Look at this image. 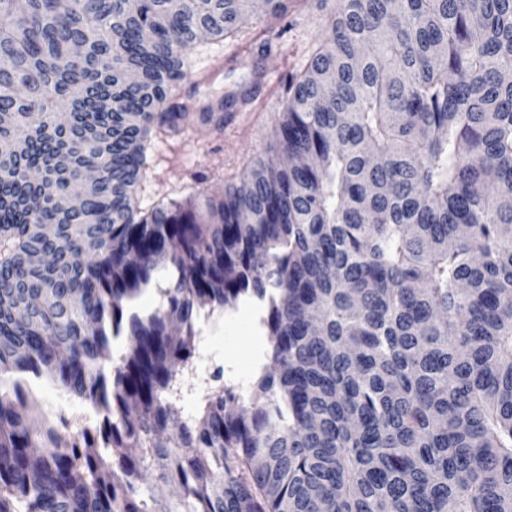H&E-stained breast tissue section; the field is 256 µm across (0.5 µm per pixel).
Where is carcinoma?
Segmentation results:
<instances>
[{
  "mask_svg": "<svg viewBox=\"0 0 512 512\" xmlns=\"http://www.w3.org/2000/svg\"><path fill=\"white\" fill-rule=\"evenodd\" d=\"M248 7L288 0H0V512H512V0H342L275 129L307 162L141 211L182 52ZM252 297L249 401L182 418ZM32 379L98 421L34 429ZM239 304L209 320L196 324L200 338V357L192 382L210 379L217 368L224 369V381L236 386L247 402L255 368L265 361L268 338L262 331L263 348L256 350L257 327L254 321L237 315ZM254 367L251 369L252 365Z\"/></svg>",
  "mask_w": 512,
  "mask_h": 512,
  "instance_id": "carcinoma-1",
  "label": "carcinoma"
}]
</instances>
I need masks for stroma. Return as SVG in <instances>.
<instances>
[{"label":"stroma","instance_id":"stroma-1","mask_svg":"<svg viewBox=\"0 0 512 512\" xmlns=\"http://www.w3.org/2000/svg\"><path fill=\"white\" fill-rule=\"evenodd\" d=\"M339 5L288 0L283 17L245 18L237 36L204 39L185 51V75L172 102L187 107L188 116L179 130L155 129L148 138L136 188L142 210L184 202L201 189L221 195L225 182L241 176L255 157H271L285 86L326 41ZM196 328V378L223 370L225 381L248 398L253 367L265 360L255 322L230 308ZM31 387L42 407L61 410L75 424L96 417L90 404L53 385L35 381Z\"/></svg>","mask_w":512,"mask_h":512}]
</instances>
